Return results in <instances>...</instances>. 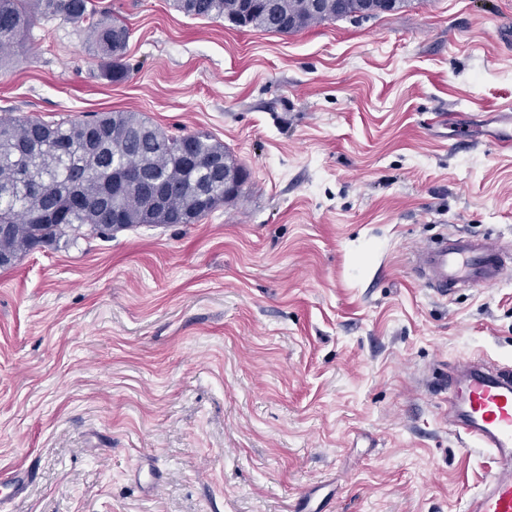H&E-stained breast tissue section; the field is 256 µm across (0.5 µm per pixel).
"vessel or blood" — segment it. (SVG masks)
Segmentation results:
<instances>
[{
	"label": "vessel or blood",
	"instance_id": "1",
	"mask_svg": "<svg viewBox=\"0 0 512 512\" xmlns=\"http://www.w3.org/2000/svg\"><path fill=\"white\" fill-rule=\"evenodd\" d=\"M413 273L440 296L461 288L493 287L512 276V246L501 236H441L414 251ZM452 423L497 459L469 512H512V369L470 361L448 373Z\"/></svg>",
	"mask_w": 512,
	"mask_h": 512
}]
</instances>
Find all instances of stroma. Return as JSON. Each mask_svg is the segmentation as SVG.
<instances>
[{"mask_svg":"<svg viewBox=\"0 0 512 512\" xmlns=\"http://www.w3.org/2000/svg\"><path fill=\"white\" fill-rule=\"evenodd\" d=\"M127 77L30 30L0 116L133 111L249 172L194 224L44 245L0 269V512H467L495 469L442 375L512 364V280L441 299L410 251L512 241V0H411L288 35L102 0Z\"/></svg>","mask_w":512,"mask_h":512,"instance_id":"obj_1","label":"stroma"}]
</instances>
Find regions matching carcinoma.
Masks as SVG:
<instances>
[{"label": "carcinoma", "instance_id": "obj_1", "mask_svg": "<svg viewBox=\"0 0 512 512\" xmlns=\"http://www.w3.org/2000/svg\"><path fill=\"white\" fill-rule=\"evenodd\" d=\"M187 16L224 19L245 27L288 35L336 19H367L406 6H366V0H173ZM60 18L80 29L96 58L112 61L111 77H126L123 58L130 30L97 0H0V72L23 60L17 53L39 19ZM199 163L189 166L179 154L182 136L171 135L139 112H102L82 119L44 121L0 118V224L13 232L0 237V255L24 257L35 247L64 236L78 239L81 229L110 239L112 213L123 214L125 228L140 224H182L188 211L195 220L243 192L248 173L207 131L191 133ZM222 154L239 172V183H224L207 165ZM138 167L143 181L125 187L121 171ZM161 196L162 211L149 210L148 200ZM51 212L54 221L39 215Z\"/></svg>", "mask_w": 512, "mask_h": 512}]
</instances>
